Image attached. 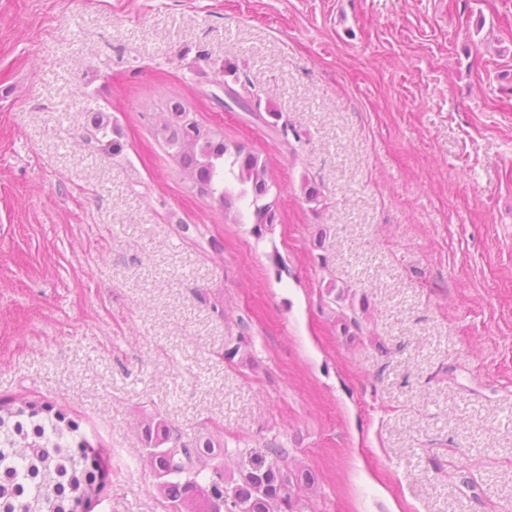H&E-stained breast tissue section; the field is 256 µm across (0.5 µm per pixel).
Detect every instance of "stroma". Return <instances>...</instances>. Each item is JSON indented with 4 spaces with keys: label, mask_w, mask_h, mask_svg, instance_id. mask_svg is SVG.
I'll use <instances>...</instances> for the list:
<instances>
[{
    "label": "stroma",
    "mask_w": 512,
    "mask_h": 512,
    "mask_svg": "<svg viewBox=\"0 0 512 512\" xmlns=\"http://www.w3.org/2000/svg\"><path fill=\"white\" fill-rule=\"evenodd\" d=\"M509 76L512 0H0V400L109 450L84 512H164L146 412L230 472L284 444L305 512H512ZM172 98L267 158L265 242L190 191Z\"/></svg>",
    "instance_id": "obj_1"
}]
</instances>
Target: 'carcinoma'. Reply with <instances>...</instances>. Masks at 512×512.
Instances as JSON below:
<instances>
[{"instance_id": "obj_1", "label": "carcinoma", "mask_w": 512, "mask_h": 512, "mask_svg": "<svg viewBox=\"0 0 512 512\" xmlns=\"http://www.w3.org/2000/svg\"><path fill=\"white\" fill-rule=\"evenodd\" d=\"M184 103H166L158 129L190 188L210 198L224 217L247 216L262 241L275 224L280 188L258 152L224 139L198 121L181 120ZM147 462L165 512H301V493L314 482L307 469L288 468V451L228 473L219 449L202 436L185 442L154 414L141 422ZM109 479L108 451L81 432L61 407L35 397L0 401V512H76L74 504Z\"/></svg>"}]
</instances>
